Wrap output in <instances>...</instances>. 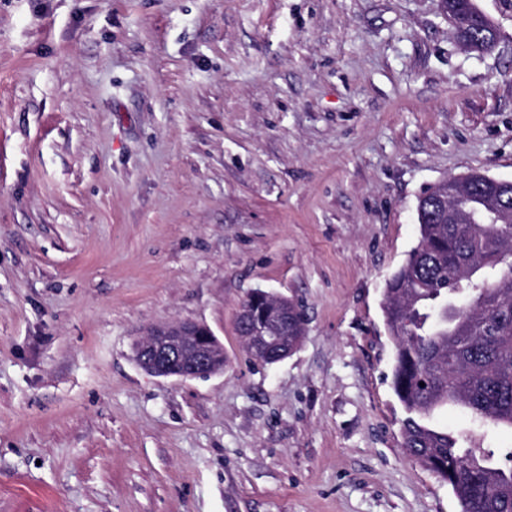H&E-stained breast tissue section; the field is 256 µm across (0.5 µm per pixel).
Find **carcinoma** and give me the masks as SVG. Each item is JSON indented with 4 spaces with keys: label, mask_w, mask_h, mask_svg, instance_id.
Returning a JSON list of instances; mask_svg holds the SVG:
<instances>
[{
    "label": "carcinoma",
    "mask_w": 512,
    "mask_h": 512,
    "mask_svg": "<svg viewBox=\"0 0 512 512\" xmlns=\"http://www.w3.org/2000/svg\"><path fill=\"white\" fill-rule=\"evenodd\" d=\"M458 207L465 223L419 225L417 245L386 281L391 386L406 413L403 447L448 483L461 512H512V449L476 440L488 425L512 429V223L493 221L512 208V187L490 200L476 186ZM251 312L257 325L272 316L262 297ZM449 405L470 415V437L431 425Z\"/></svg>",
    "instance_id": "cac0c4a2"
}]
</instances>
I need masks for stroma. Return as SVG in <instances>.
<instances>
[{
  "instance_id": "1",
  "label": "stroma",
  "mask_w": 512,
  "mask_h": 512,
  "mask_svg": "<svg viewBox=\"0 0 512 512\" xmlns=\"http://www.w3.org/2000/svg\"><path fill=\"white\" fill-rule=\"evenodd\" d=\"M0 0V512H461L402 446L383 288L435 183L512 180V0ZM256 290L300 346L255 362ZM224 371L156 377L151 324ZM132 351L136 364L158 377L187 379L224 371V346L207 326L193 321L149 325Z\"/></svg>"
}]
</instances>
